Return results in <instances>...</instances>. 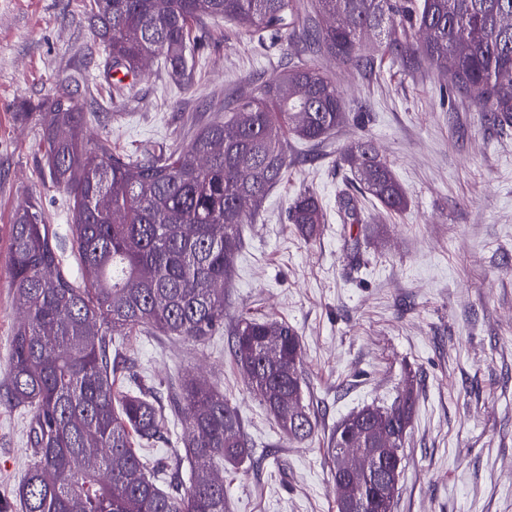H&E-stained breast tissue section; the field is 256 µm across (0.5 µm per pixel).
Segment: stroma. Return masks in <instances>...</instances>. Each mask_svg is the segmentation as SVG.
<instances>
[{
	"label": "stroma",
	"mask_w": 512,
	"mask_h": 512,
	"mask_svg": "<svg viewBox=\"0 0 512 512\" xmlns=\"http://www.w3.org/2000/svg\"><path fill=\"white\" fill-rule=\"evenodd\" d=\"M202 39L206 59L190 90L155 59L117 99L82 0H0V380L17 313L7 266L18 204L38 202L62 269L79 275L72 199L45 176L37 104L80 73L100 105L87 124L113 149L171 148L222 118L242 81H268L308 59L296 41L261 40L224 19L206 21ZM363 45L367 65L320 60L350 117L321 143L289 139L297 161L246 225L224 292L225 327L252 316L297 332L314 436L296 442L280 432L250 394L227 334L201 344L117 337L134 374L116 387L135 377L161 392L199 374L223 390L253 451L224 470L227 512H337L329 434L364 406L391 405L410 380L418 399L394 512H512V128L493 125L477 96L443 98L448 79L425 61L392 59L371 35ZM362 138L390 163L407 206L389 213L360 199L361 223L347 224L338 197L359 190L338 154ZM306 189L326 213L312 239L285 219ZM30 417L0 407V501L14 502L25 473Z\"/></svg>",
	"instance_id": "1"
}]
</instances>
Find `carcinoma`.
<instances>
[{
	"mask_svg": "<svg viewBox=\"0 0 512 512\" xmlns=\"http://www.w3.org/2000/svg\"><path fill=\"white\" fill-rule=\"evenodd\" d=\"M85 9L114 75L142 76L151 54L190 89L201 49L192 32L209 18L252 34L287 31L310 56L343 64L365 59L360 38L373 31L393 57L417 56L448 74L455 92L481 90L492 120L512 124V0H88ZM38 109L48 177L72 197L82 285L61 271L39 204H19L7 267L19 317L0 406L32 410L20 510L226 512L224 466L251 457L237 409L198 376L179 379L165 405L138 383L115 392L125 365L112 361V337L159 332L202 343L224 326V286L242 228L294 163L288 136L319 143L347 120L339 85L316 67L292 65L240 89L224 119L199 127L188 143L131 154L113 151L107 138L89 142L87 103L76 90ZM339 161L383 208H405L390 165L368 141L344 148ZM286 220L315 237L324 223L320 200L299 194ZM231 336L237 369L280 431L312 436L293 328L244 317ZM415 410L410 382L391 405L363 407L338 423L327 441L333 477L371 448L402 461ZM172 413L193 464L186 489L178 477L162 488L160 470L133 448L164 439Z\"/></svg>",
	"mask_w": 512,
	"mask_h": 512,
	"instance_id": "carcinoma-1",
	"label": "carcinoma"
}]
</instances>
